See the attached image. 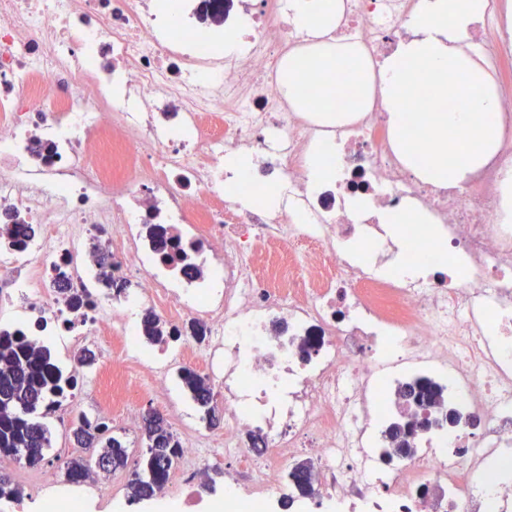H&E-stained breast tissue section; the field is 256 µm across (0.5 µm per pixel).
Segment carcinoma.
I'll return each mask as SVG.
<instances>
[{"label": "carcinoma", "mask_w": 512, "mask_h": 512, "mask_svg": "<svg viewBox=\"0 0 512 512\" xmlns=\"http://www.w3.org/2000/svg\"><path fill=\"white\" fill-rule=\"evenodd\" d=\"M143 333L149 341L162 338L161 318L147 314ZM180 378L197 404L206 407L213 401L212 386L207 378L189 368L181 371ZM73 385V376L63 373L54 363L49 348L36 347L22 336L0 335V459L23 460L32 467L45 461L48 429L39 421V416L48 414L56 398L68 393ZM404 396L414 405L407 416L420 428L426 425L420 413L442 403L441 390L425 383L406 388ZM107 431L106 423H93L80 416L73 434L80 445L101 444L97 460L105 462L103 470L110 472L124 465L128 448L118 438L106 435ZM146 433L149 445L143 464L145 476L136 472L131 482L132 494L137 499L150 498L163 488L177 457L178 443L173 441V433L159 413L148 414ZM63 470L66 481L78 484L85 478L86 464L71 459L63 464Z\"/></svg>", "instance_id": "1"}]
</instances>
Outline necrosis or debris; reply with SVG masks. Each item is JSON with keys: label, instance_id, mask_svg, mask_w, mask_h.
<instances>
[{"label": "necrosis or debris", "instance_id": "4bbe7bcc", "mask_svg": "<svg viewBox=\"0 0 512 512\" xmlns=\"http://www.w3.org/2000/svg\"><path fill=\"white\" fill-rule=\"evenodd\" d=\"M289 3L0 0V218L24 233L0 244V331L97 346L101 401L130 431L132 394L166 397L204 368L224 424L170 408L180 512H278L300 454L324 512H512V0H487L468 41L502 92L500 153L440 186L402 163L380 100L329 128L288 98L282 73L309 45ZM342 4V32L374 64L425 9ZM316 152L333 180L310 182ZM238 153L243 175L224 165ZM273 184L279 209L243 205ZM409 206L432 218L403 240L425 276L358 263L382 243L381 214ZM165 238L184 266L163 261ZM103 252L137 291L99 286ZM149 311L169 335L145 354ZM420 379L442 405L388 461L399 394ZM223 460V496L203 495L193 474Z\"/></svg>", "mask_w": 512, "mask_h": 512}]
</instances>
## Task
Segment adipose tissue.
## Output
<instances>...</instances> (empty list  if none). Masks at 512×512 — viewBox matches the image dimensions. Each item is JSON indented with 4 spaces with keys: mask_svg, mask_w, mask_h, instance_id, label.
<instances>
[{
    "mask_svg": "<svg viewBox=\"0 0 512 512\" xmlns=\"http://www.w3.org/2000/svg\"><path fill=\"white\" fill-rule=\"evenodd\" d=\"M293 9L295 23L317 41L313 52L290 56L289 90L313 80L336 86L342 96H320L319 111H363L370 88L361 68L348 63L351 46L336 34L339 0H295ZM484 9L485 0H430L429 19L377 68L397 148L429 184L467 179L501 149L499 90L461 48ZM429 94L436 99V111H409L411 98Z\"/></svg>",
    "mask_w": 512,
    "mask_h": 512,
    "instance_id": "obj_1",
    "label": "adipose tissue"
}]
</instances>
